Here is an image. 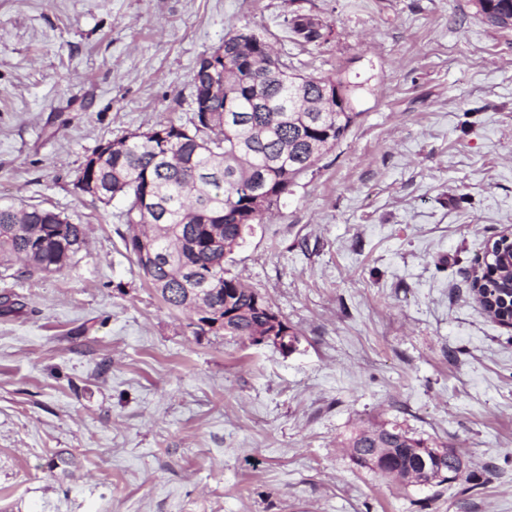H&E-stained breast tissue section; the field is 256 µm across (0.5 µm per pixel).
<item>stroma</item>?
I'll return each instance as SVG.
<instances>
[{
  "label": "stroma",
  "mask_w": 512,
  "mask_h": 512,
  "mask_svg": "<svg viewBox=\"0 0 512 512\" xmlns=\"http://www.w3.org/2000/svg\"><path fill=\"white\" fill-rule=\"evenodd\" d=\"M243 27L364 84L226 263L288 353L169 311L121 204L75 187L101 145L188 122L197 62ZM1 198L87 235L62 271L0 268V512H512V329L471 284L512 227V30L474 0H0ZM381 423L456 449L459 478L356 468L344 439ZM312 19L314 18L305 14H296L289 20V28L298 42H319L326 40L327 36L331 33L327 25H322L319 21L315 25Z\"/></svg>",
  "instance_id": "obj_1"
}]
</instances>
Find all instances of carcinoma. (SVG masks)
Here are the masks:
<instances>
[{
    "label": "carcinoma",
    "instance_id": "carcinoma-1",
    "mask_svg": "<svg viewBox=\"0 0 512 512\" xmlns=\"http://www.w3.org/2000/svg\"><path fill=\"white\" fill-rule=\"evenodd\" d=\"M475 2L490 25L512 28V0ZM288 25L300 43L330 34L327 25L305 14L294 15ZM241 32L224 37L223 56L212 62L204 56L197 64L191 125L170 121L110 141L84 168L96 166L100 201L124 203L125 223L135 228L124 238L125 248L168 309L197 315L195 326L202 332L246 338L275 322L291 336L288 322L267 301L227 275L226 259L320 160L311 144L325 152L346 136L363 84L295 74L270 52L249 60L240 49ZM327 82L336 86L339 101L314 112L310 104ZM85 240V225L53 209L0 200V267L57 272L74 261ZM228 305L235 315L226 320ZM383 435L389 453L376 469L366 459L372 450L369 429L351 434L346 447L356 466L405 482L415 470V451L435 450L396 424Z\"/></svg>",
    "mask_w": 512,
    "mask_h": 512
}]
</instances>
